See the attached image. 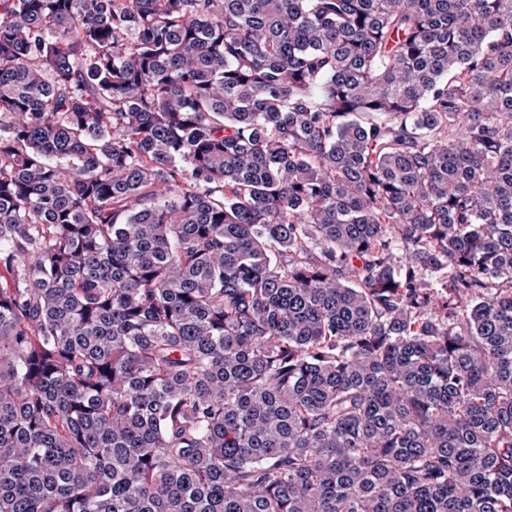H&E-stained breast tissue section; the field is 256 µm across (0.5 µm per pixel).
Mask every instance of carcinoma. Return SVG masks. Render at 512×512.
Here are the masks:
<instances>
[{
    "label": "carcinoma",
    "mask_w": 512,
    "mask_h": 512,
    "mask_svg": "<svg viewBox=\"0 0 512 512\" xmlns=\"http://www.w3.org/2000/svg\"><path fill=\"white\" fill-rule=\"evenodd\" d=\"M0 512H512V0H0Z\"/></svg>",
    "instance_id": "cac0c4a2"
}]
</instances>
